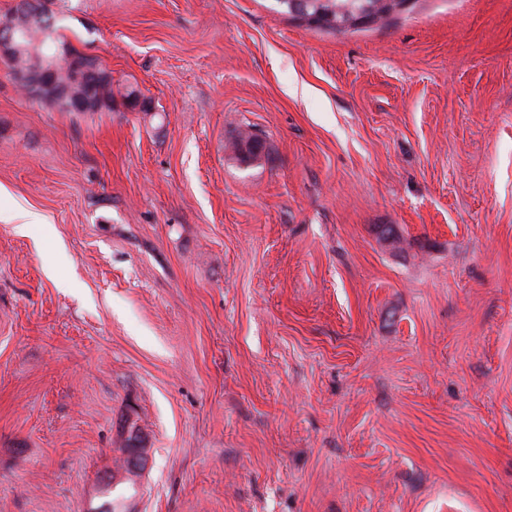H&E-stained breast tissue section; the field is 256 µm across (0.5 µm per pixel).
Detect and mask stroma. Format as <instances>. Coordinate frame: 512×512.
<instances>
[{"label":"stroma","instance_id":"35a3bbf8","mask_svg":"<svg viewBox=\"0 0 512 512\" xmlns=\"http://www.w3.org/2000/svg\"><path fill=\"white\" fill-rule=\"evenodd\" d=\"M46 6L118 96L0 59V512H101L131 422L126 512H512V0ZM381 1L395 0H276L288 15L335 32L352 26L343 25L347 16L368 13L374 18H382L396 10L392 6L377 8ZM92 61L96 68L104 71L97 58H93ZM95 67L77 59L67 46H55L39 70L35 72L13 70L12 74L21 88L28 87L36 90V97L40 100L64 105L72 111L83 112L94 102L92 96L99 78ZM60 68L71 70L70 85L57 84L56 75ZM81 87L83 92H76V89ZM45 91H48V94H45Z\"/></svg>","mask_w":512,"mask_h":512}]
</instances>
